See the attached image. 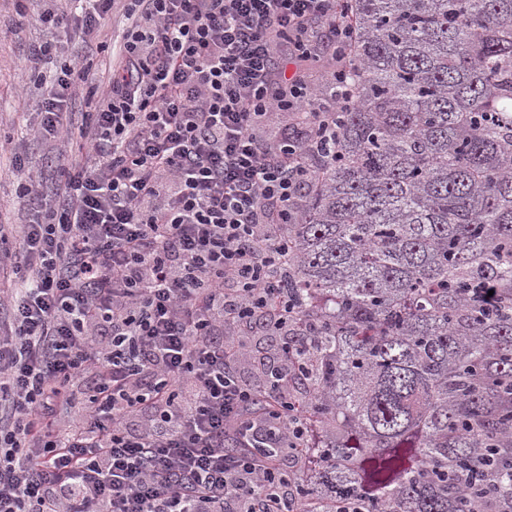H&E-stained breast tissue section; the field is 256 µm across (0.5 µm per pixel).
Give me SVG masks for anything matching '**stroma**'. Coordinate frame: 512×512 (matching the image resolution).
<instances>
[{
  "mask_svg": "<svg viewBox=\"0 0 512 512\" xmlns=\"http://www.w3.org/2000/svg\"><path fill=\"white\" fill-rule=\"evenodd\" d=\"M39 13L35 0H29L23 14L15 0H0V224L20 225L27 220L16 202L15 156H22L28 168L41 173L45 186L52 190L58 185L60 163L73 152L67 142H41L30 136L40 121L42 98L30 79L25 57L32 45L66 37L64 30L44 25ZM126 23L123 8H116L83 45L97 82L108 81L112 72L110 46L120 40Z\"/></svg>",
  "mask_w": 512,
  "mask_h": 512,
  "instance_id": "1",
  "label": "stroma"
}]
</instances>
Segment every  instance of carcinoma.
Returning <instances> with one entry per match:
<instances>
[{"instance_id": "1", "label": "carcinoma", "mask_w": 512, "mask_h": 512, "mask_svg": "<svg viewBox=\"0 0 512 512\" xmlns=\"http://www.w3.org/2000/svg\"><path fill=\"white\" fill-rule=\"evenodd\" d=\"M351 6L357 101L284 225L304 499L512 512V0Z\"/></svg>"}]
</instances>
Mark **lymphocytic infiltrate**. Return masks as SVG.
<instances>
[{"label": "lymphocytic infiltrate", "mask_w": 512, "mask_h": 512, "mask_svg": "<svg viewBox=\"0 0 512 512\" xmlns=\"http://www.w3.org/2000/svg\"><path fill=\"white\" fill-rule=\"evenodd\" d=\"M116 0L44 6L98 30ZM117 67L55 194L21 174L30 219L0 225L16 286L0 298V512H303L280 476L307 455L299 417L251 413L237 375L249 336L289 337L281 231L319 173L315 144L351 107L347 0H131ZM336 61L328 107L304 65L320 33ZM47 42L39 139L87 69ZM300 134L262 138L279 113ZM236 436L241 452L224 446ZM284 458L250 453L255 438Z\"/></svg>", "instance_id": "obj_1"}]
</instances>
